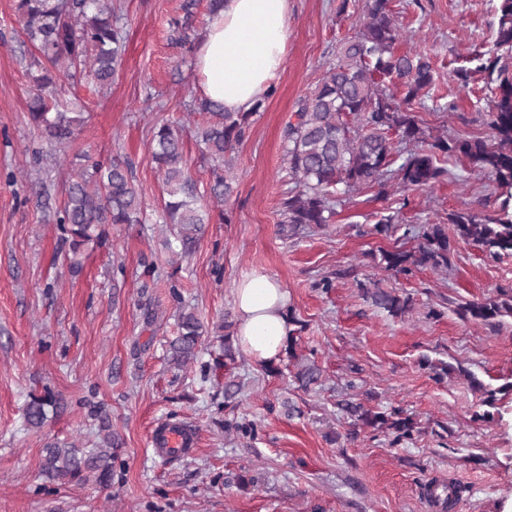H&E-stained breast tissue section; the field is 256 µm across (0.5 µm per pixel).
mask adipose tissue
Masks as SVG:
<instances>
[{
  "mask_svg": "<svg viewBox=\"0 0 512 512\" xmlns=\"http://www.w3.org/2000/svg\"><path fill=\"white\" fill-rule=\"evenodd\" d=\"M287 42L288 0H224L195 51L204 98L230 112L251 110L284 64ZM233 299L242 352L259 365L276 361L290 329L287 289L253 270L238 280Z\"/></svg>",
  "mask_w": 512,
  "mask_h": 512,
  "instance_id": "1",
  "label": "adipose tissue"
}]
</instances>
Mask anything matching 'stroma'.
<instances>
[{"label":"stroma","mask_w":512,"mask_h":512,"mask_svg":"<svg viewBox=\"0 0 512 512\" xmlns=\"http://www.w3.org/2000/svg\"><path fill=\"white\" fill-rule=\"evenodd\" d=\"M183 0H114L127 47L108 89L67 85L84 106L77 137L51 147L28 116L31 48L19 34L14 0H0V512H436L425 494L438 480L461 488L453 512H512V317L499 326L461 320L458 304L512 289V254L490 256L459 244L445 269L396 274L372 255L413 246L410 229L446 223L449 213L500 205L498 190L467 160L450 157L434 186L364 189L340 196L331 224L291 239L277 207L293 183L282 129L297 100L355 36L363 0H289L288 54L244 144L235 153L234 191L213 215L195 252L172 263L163 245V184L148 144L156 124L182 130L199 186L207 164L196 141L207 117L187 110L201 89L193 65L207 25L205 0L185 17ZM499 0H392L400 51L431 61L435 81L414 111L431 135L488 137L496 88L485 65L494 46ZM469 73L460 82L457 70ZM131 165L147 223L114 225L105 244L71 252L54 211L85 157ZM396 215L377 234L380 215ZM229 223H222V216ZM262 269L288 291L306 324L297 352L321 370L298 389L295 363L279 375L244 354L226 359L215 330L235 322L233 288ZM331 279L329 291L318 283ZM411 294L413 307L391 318L363 299L356 283ZM207 329L196 360L169 362L176 335L171 284ZM453 371L437 379L433 366ZM500 391L484 419L467 373ZM239 383L232 403L224 383ZM52 391L56 408L42 428L25 424L34 395ZM351 400L413 417L412 438L352 428L340 410ZM194 431L195 452L172 461L153 452L165 421ZM117 435L125 464L111 486L72 482L46 491L40 461L48 441L90 450Z\"/></svg>","instance_id":"1"}]
</instances>
